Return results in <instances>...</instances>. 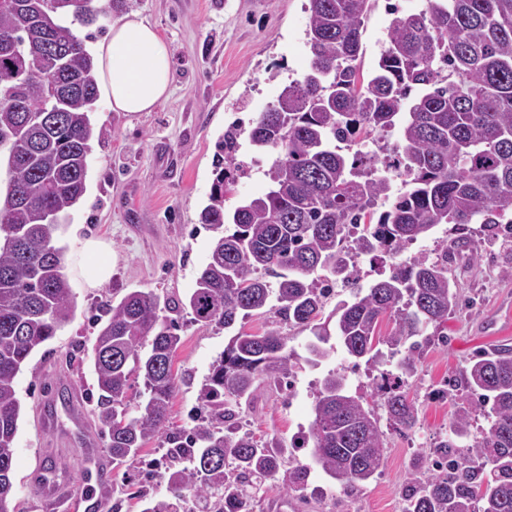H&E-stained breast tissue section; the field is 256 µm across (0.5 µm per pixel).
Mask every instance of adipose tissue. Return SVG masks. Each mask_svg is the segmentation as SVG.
<instances>
[{"label":"adipose tissue","mask_w":512,"mask_h":512,"mask_svg":"<svg viewBox=\"0 0 512 512\" xmlns=\"http://www.w3.org/2000/svg\"><path fill=\"white\" fill-rule=\"evenodd\" d=\"M98 83L113 110L151 111L169 91V48L158 31L138 15L112 24L94 56Z\"/></svg>","instance_id":"obj_1"}]
</instances>
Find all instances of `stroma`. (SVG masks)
Segmentation results:
<instances>
[{
    "label": "stroma",
    "instance_id": "1",
    "mask_svg": "<svg viewBox=\"0 0 512 512\" xmlns=\"http://www.w3.org/2000/svg\"><path fill=\"white\" fill-rule=\"evenodd\" d=\"M308 0H130L90 26L93 42H102L112 24L135 13L157 26L172 60L169 94L153 111L134 115L112 111L97 98L90 113L101 139L93 141L86 191L61 218L55 244L63 251L64 273L73 293L74 316L58 330L46 350L32 354L15 378L21 404L15 439L13 492L9 512H50L35 473L51 469L50 481L65 483L73 493L86 492L81 468L86 435H99L95 408L99 396L89 350L98 333L95 315L127 292L142 290L180 301L179 309L161 310L177 326L181 344L173 358L176 390L170 427L194 425L199 389L223 353L232 332L194 321L186 301L206 264L213 232L200 224L214 182L218 145L228 126L252 120L276 104L285 85L309 66L306 29ZM425 0H377L361 37L363 74H371L384 49L395 12H418ZM277 154L242 142L237 153L244 171L224 210L233 213L244 201L265 194L268 171ZM105 243L111 269L108 280L94 284L97 257L83 249L86 240ZM448 253L458 282L460 304L448 318L447 341H434L424 351L411 395L418 409L412 431H385V457L379 475L354 492H344L313 465L309 449L295 448L299 432L308 431L320 382L328 371L344 375L350 394L371 399L381 366L355 364L336 337L331 318L340 301L383 278L380 262L359 256L357 283H337L325 300L327 336L318 339L305 327H283L292 354L291 388H263L253 406L236 418L242 430L283 444L285 468L266 481L263 512H402L403 497L415 469H428V452L448 431L453 404L460 394L446 391L477 352L512 347V243L492 238L482 224L453 230L443 224L427 237L408 244L401 262L417 257L436 260ZM328 350L318 361L312 345ZM76 388L82 407L79 422L63 413L64 386ZM57 413L56 426L44 417ZM168 445L158 438L135 459L113 470L114 489L126 500L120 512H142L134 493L148 499H171L173 469L164 455ZM307 466L304 482L289 485L288 472Z\"/></svg>",
    "mask_w": 512,
    "mask_h": 512
}]
</instances>
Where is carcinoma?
I'll return each instance as SVG.
<instances>
[{
    "mask_svg": "<svg viewBox=\"0 0 512 512\" xmlns=\"http://www.w3.org/2000/svg\"><path fill=\"white\" fill-rule=\"evenodd\" d=\"M95 0H0V148L8 150V187L0 198V512L13 488L14 440L20 403L14 379L74 313L63 254L53 243L62 213L85 192L95 131L89 101L97 99L95 64L75 25L90 26L113 8ZM370 0H308L309 70L291 81L277 104L224 132L211 203L201 223L215 231L209 261L187 300L194 319L226 330L238 318L272 313L261 333H237L212 366L199 393L196 425L166 431L176 389V325L160 307L178 308L152 292L132 290L107 305L92 349L100 391L97 418L108 435L112 467L138 456L164 434L175 501L142 512H180L186 494L208 512H256L253 481L280 472L283 446L242 433L233 419L260 382L277 384L291 354L280 323L314 326L333 276L358 279L355 253L397 255L439 224L477 220L512 231V0H425L418 13L397 16L377 68L357 67ZM47 14L50 51L34 52L38 28L28 17ZM399 128L386 155L364 153L360 142ZM277 152L269 191L224 214L240 163L239 139ZM409 189L377 212L392 193L389 173ZM231 220L233 229L225 227ZM328 276H317L318 271ZM448 254L392 266L389 276L352 303L336 308V336L355 358L380 361L377 345L400 361L404 378L378 385L381 406L399 431L417 423L408 379L417 374L420 344L430 326L444 329L458 306ZM394 327L379 338L384 319ZM151 348L144 352L146 341ZM142 380L138 414L128 410L132 382ZM458 385L466 397L451 413L448 435L433 445L435 468L414 477L404 512H512V349L475 355ZM487 429L459 455L478 409ZM316 465L344 490L373 478L384 461V433L373 408L345 392L344 378L324 379L309 431ZM491 466L490 477L484 476Z\"/></svg>",
    "mask_w": 512,
    "mask_h": 512,
    "instance_id": "1",
    "label": "carcinoma"
}]
</instances>
